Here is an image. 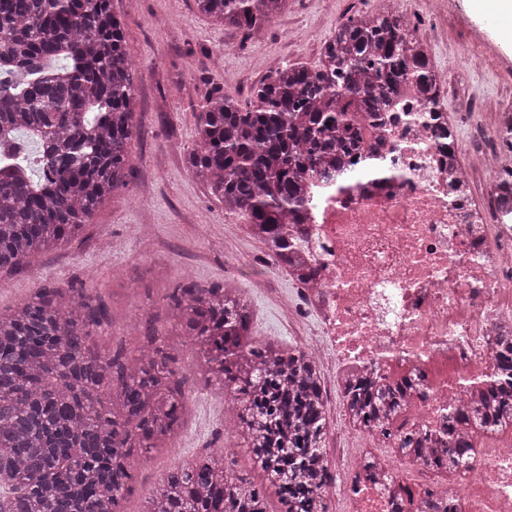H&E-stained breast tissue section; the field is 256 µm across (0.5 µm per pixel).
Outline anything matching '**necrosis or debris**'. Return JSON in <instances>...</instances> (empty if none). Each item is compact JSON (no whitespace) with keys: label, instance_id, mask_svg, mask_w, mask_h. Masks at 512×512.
Here are the masks:
<instances>
[{"label":"necrosis or debris","instance_id":"obj_1","mask_svg":"<svg viewBox=\"0 0 512 512\" xmlns=\"http://www.w3.org/2000/svg\"><path fill=\"white\" fill-rule=\"evenodd\" d=\"M487 146L480 172L449 164L420 94L403 86L380 123L384 143L375 168L312 182V203L290 225L306 279L297 293L318 333L301 347L330 368L322 387L334 402L348 374L411 378L425 396L414 400L416 424L437 429L450 403L478 395L476 380L492 364L494 338L512 327V225L496 205L506 169L499 146L512 135V112L493 124L475 115ZM407 484L433 487L461 512H512V434L482 449L472 468L445 484L437 470L399 457L388 460ZM347 512H391L379 468L347 472Z\"/></svg>","mask_w":512,"mask_h":512}]
</instances>
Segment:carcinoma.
I'll return each instance as SVG.
<instances>
[{
    "mask_svg": "<svg viewBox=\"0 0 512 512\" xmlns=\"http://www.w3.org/2000/svg\"><path fill=\"white\" fill-rule=\"evenodd\" d=\"M288 0H195L202 15L246 35ZM405 80L440 107L441 77L416 29L389 10L341 23L318 63L285 65L244 106L212 95L196 112L188 169L248 226L274 260L296 268L279 224H299L311 178L338 173L370 147L377 120ZM137 76L111 0H0V270L49 252L89 223L126 184L139 127ZM169 322L197 351L205 382L233 394L240 434L267 482L202 454L169 471L143 512H329L336 478L323 449L330 416L317 365L295 346L260 342L249 299L233 286L180 283L165 296ZM106 303L87 288L45 286L0 310V512H125L135 452L168 447L183 423L188 377L148 318L137 347L100 353ZM478 401L448 405L431 433L406 418L412 380L365 375L346 383L348 422L377 432L402 458L457 472L478 462L475 437L512 429V331L495 337ZM395 506L421 493L384 475Z\"/></svg>",
    "mask_w": 512,
    "mask_h": 512,
    "instance_id": "1",
    "label": "carcinoma"
}]
</instances>
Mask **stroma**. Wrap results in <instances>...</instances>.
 <instances>
[{
	"label": "stroma",
	"instance_id": "obj_1",
	"mask_svg": "<svg viewBox=\"0 0 512 512\" xmlns=\"http://www.w3.org/2000/svg\"><path fill=\"white\" fill-rule=\"evenodd\" d=\"M375 2L288 0L279 17L248 37L206 19L194 0H112L138 74L140 129L131 144L132 174L76 238L31 257L22 268L0 271V308L20 304L46 284L93 289L109 306L110 324L96 339L106 351L134 347V326L144 318L165 319L163 298L178 282H231L251 300L258 339L288 348L315 335V319L302 325L285 320L294 283L267 258L244 222L225 214L223 204L191 175L184 150L193 141L195 114L212 92L249 102L253 85L281 66L315 65L336 27L373 11ZM495 6V0H444L434 16L426 0H411L412 11L423 18L430 60L448 82L444 104L463 144L474 133L468 122L473 101L483 104L491 120L500 104L512 101V45L500 38L501 28L512 27V14L488 26L484 11ZM291 30L301 33L300 42H286ZM460 47L472 53L463 68L455 65ZM183 419L181 436L168 450L135 458V491L125 512H143L148 490L167 471L208 448H234L235 470L261 481L221 390L199 378L191 381Z\"/></svg>",
	"mask_w": 512,
	"mask_h": 512
}]
</instances>
